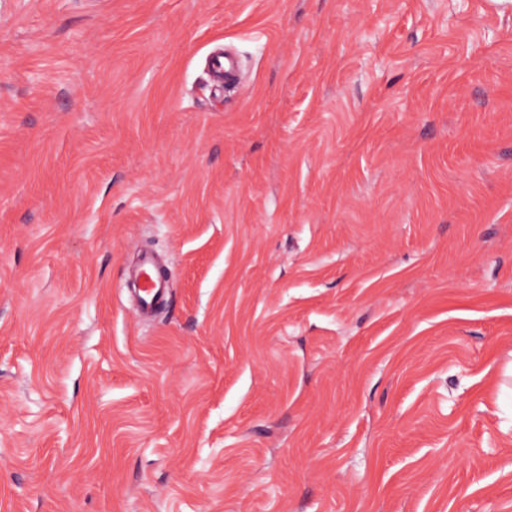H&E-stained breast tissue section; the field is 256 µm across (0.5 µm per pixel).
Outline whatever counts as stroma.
I'll use <instances>...</instances> for the list:
<instances>
[{
	"instance_id": "1",
	"label": "stroma",
	"mask_w": 512,
	"mask_h": 512,
	"mask_svg": "<svg viewBox=\"0 0 512 512\" xmlns=\"http://www.w3.org/2000/svg\"><path fill=\"white\" fill-rule=\"evenodd\" d=\"M0 512H512V0H0ZM136 280L139 303L146 313L152 312L155 305L160 302L165 294L166 284L155 272V263L149 256H145L138 269L130 276V280Z\"/></svg>"
}]
</instances>
